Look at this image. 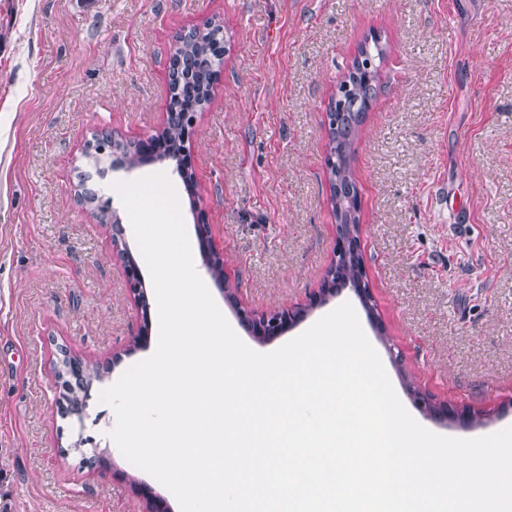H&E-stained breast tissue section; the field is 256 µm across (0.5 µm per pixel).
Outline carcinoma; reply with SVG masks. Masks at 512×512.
I'll return each instance as SVG.
<instances>
[{"instance_id": "obj_1", "label": "carcinoma", "mask_w": 512, "mask_h": 512, "mask_svg": "<svg viewBox=\"0 0 512 512\" xmlns=\"http://www.w3.org/2000/svg\"><path fill=\"white\" fill-rule=\"evenodd\" d=\"M224 43L221 26L215 25L196 35L177 49L183 58L190 61L178 78L169 85L170 99L174 111H202L211 99L214 75L221 65L223 55L217 52L216 46ZM384 49L379 44L360 46L358 56L353 60L352 68L340 81L334 101L336 108L337 128L331 131L332 138L328 141V153L334 161H326L331 190V204L334 214L353 210L348 217L340 218V224L346 230L359 233L360 208L359 191L352 168L356 145L361 133L365 113L371 99L376 95L380 80L379 66L375 60L382 59ZM94 149L86 153V162L97 164L116 152L124 153L130 147L120 142L113 143L109 133L102 131L92 136ZM363 256L340 260L338 273L323 281L328 289H336L342 285L358 288L360 277L364 275ZM79 371L82 384L71 388L64 397L67 405L76 407L84 405V394L95 382H100L109 373L108 367L95 362L88 363L75 357L63 360L62 371Z\"/></svg>"}]
</instances>
